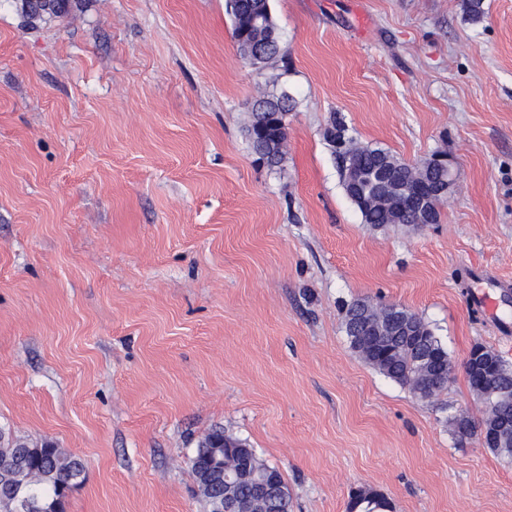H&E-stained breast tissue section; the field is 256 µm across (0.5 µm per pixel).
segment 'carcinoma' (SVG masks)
I'll return each mask as SVG.
<instances>
[{"instance_id":"carcinoma-1","label":"carcinoma","mask_w":512,"mask_h":512,"mask_svg":"<svg viewBox=\"0 0 512 512\" xmlns=\"http://www.w3.org/2000/svg\"><path fill=\"white\" fill-rule=\"evenodd\" d=\"M66 5L67 0L26 2L28 15L32 17L48 11L60 14ZM268 7V0H239L238 11L231 12L233 37L247 60L251 59V49L257 47L263 51V63L280 53L273 19L246 28L239 18L246 13L265 14ZM257 103L277 114L278 124L267 123L268 112L251 113L247 129L251 150L269 167H277L283 160L287 135L279 122L290 111L289 97L272 94L259 98ZM346 132L343 119L338 118L325 135L336 144L334 156L342 184L364 223L374 228L386 224L413 226L429 208L434 211V217H440L444 201L433 204L415 193L414 187L422 180L431 185L444 183L448 180V169L434 167L420 172L417 165L394 158L384 148L368 145L354 154L355 141ZM388 184L408 191L400 200L401 206L384 208L375 203ZM343 325L351 350L379 373L408 388L418 399L433 402L448 387L443 380L431 378L434 366L442 370L452 368L448 349L418 313L400 305H377L358 299L347 305ZM465 374L470 391L479 393L484 413L478 422L460 411L452 414L448 422L453 434L461 439L477 436L484 447L512 464V364L495 350L476 345L471 360L465 363ZM215 439L224 441V459L231 464L245 457L256 477L282 478L280 471L259 458L244 440L215 429L203 438L192 460L197 494L206 512H220L226 490L240 503L253 502L249 484L237 480L231 470L223 472L215 462V449L210 447ZM84 472L81 459L52 442L32 445L12 435L5 438L0 434V512H13L16 497L31 505L28 512H63L68 492L83 481ZM226 475L230 476L227 481Z\"/></svg>"}]
</instances>
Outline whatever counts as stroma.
<instances>
[{
	"instance_id": "stroma-1",
	"label": "stroma",
	"mask_w": 512,
	"mask_h": 512,
	"mask_svg": "<svg viewBox=\"0 0 512 512\" xmlns=\"http://www.w3.org/2000/svg\"><path fill=\"white\" fill-rule=\"evenodd\" d=\"M0 0V430L81 457L65 512H203L212 429L282 474L293 512H512V465L458 438L463 363L512 362V0H270L281 53L246 63L226 0ZM287 149L257 162L258 89ZM452 159L438 223L364 224L324 132ZM490 294L495 313L471 298ZM365 298L447 347V410L362 362ZM256 103L265 105L271 112H252L248 126V139L254 155L265 162L269 167H278L284 156V140L287 135L282 125H268V114L279 113L274 122H281L284 114L290 111L289 97L286 94L279 96L267 95L259 98ZM265 126L264 129L260 127Z\"/></svg>"
}]
</instances>
